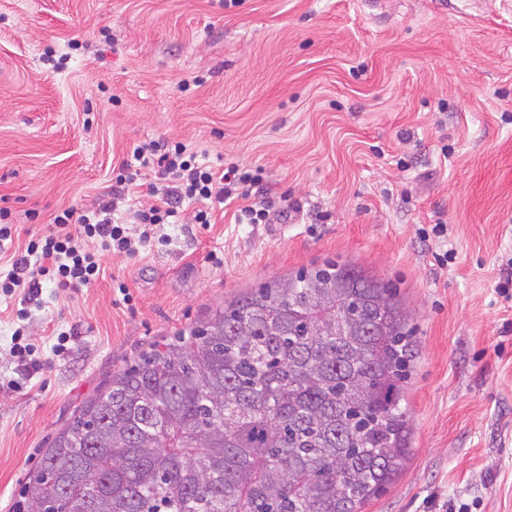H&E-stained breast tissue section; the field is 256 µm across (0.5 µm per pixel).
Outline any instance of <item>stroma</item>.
<instances>
[{"instance_id":"obj_1","label":"stroma","mask_w":512,"mask_h":512,"mask_svg":"<svg viewBox=\"0 0 512 512\" xmlns=\"http://www.w3.org/2000/svg\"><path fill=\"white\" fill-rule=\"evenodd\" d=\"M159 139L262 167L274 220L230 205L106 255L91 287L0 298V512L107 373L326 259L391 282L418 346L411 456L365 512H512V0H0V209L18 229L0 258ZM438 223L447 240L421 239Z\"/></svg>"}]
</instances>
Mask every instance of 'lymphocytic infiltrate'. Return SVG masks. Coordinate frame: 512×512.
<instances>
[{
  "mask_svg": "<svg viewBox=\"0 0 512 512\" xmlns=\"http://www.w3.org/2000/svg\"><path fill=\"white\" fill-rule=\"evenodd\" d=\"M263 174V168L236 163L213 168L181 142L138 145L122 161L110 199L91 210L63 209L46 233L32 236L23 252L12 255L9 270L0 278V295L36 301L46 278L62 289L89 286L103 273V254H138L161 224L209 228L215 209L224 204L241 202L240 217L247 223H270L264 202L251 198ZM133 187L145 188L148 196L135 212V231L115 217L125 190ZM187 203L192 212L184 211Z\"/></svg>",
  "mask_w": 512,
  "mask_h": 512,
  "instance_id": "f902f5d3",
  "label": "lymphocytic infiltrate"
}]
</instances>
